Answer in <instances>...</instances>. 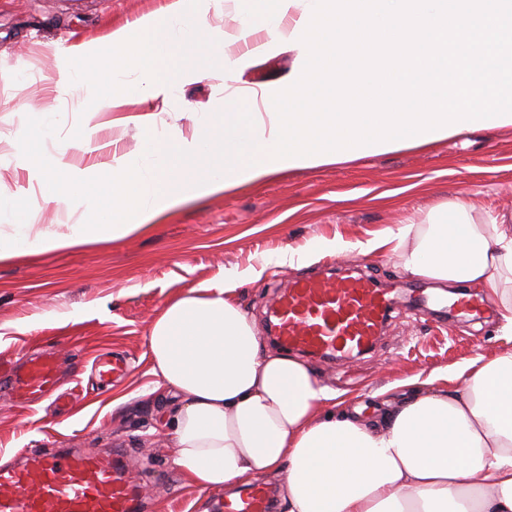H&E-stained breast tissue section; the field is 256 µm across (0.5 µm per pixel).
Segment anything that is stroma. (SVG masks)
Returning <instances> with one entry per match:
<instances>
[{
	"label": "stroma",
	"instance_id": "1",
	"mask_svg": "<svg viewBox=\"0 0 512 512\" xmlns=\"http://www.w3.org/2000/svg\"><path fill=\"white\" fill-rule=\"evenodd\" d=\"M170 0H0V135L17 138L31 112H55L62 131L82 127L89 147L70 163L86 170L124 155L137 161L146 140L172 131L191 135L201 113L224 100L218 48L198 49L204 69L161 101L128 97L109 106L106 81L71 96L61 91L67 57L104 42L113 30H135L146 15H163ZM300 54L287 47L252 61L239 86H260L287 76ZM152 114L150 125L137 122ZM34 175L20 156L0 149V188L24 198ZM468 200L482 212H512V126L476 130L409 149L363 156L317 168L288 170L255 186L206 197L171 211L146 232L102 245L22 252L0 262V358L55 352L62 392L70 402L20 408L0 379V458L22 451L73 448L83 453L122 449L143 491L142 512H220L226 496L188 484L174 464L165 405L150 396L147 335L162 305L204 281L227 273L261 280L245 284L240 301L264 328L275 287L352 268L378 284L403 289L406 307L391 311L370 350L350 358H310L318 379L347 407L373 416L383 398H400L412 383L455 376L477 356L512 350L496 303L468 294L469 314L449 316L431 297L430 282L409 278L385 253L350 251L306 265H276L283 249L304 251L318 239L367 242L389 227L419 221L433 207ZM83 318L72 319L74 310ZM125 355L129 369L100 382L95 362Z\"/></svg>",
	"mask_w": 512,
	"mask_h": 512
}]
</instances>
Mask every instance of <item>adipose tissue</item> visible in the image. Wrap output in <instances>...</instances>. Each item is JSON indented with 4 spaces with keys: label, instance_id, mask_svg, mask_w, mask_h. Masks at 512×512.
Returning <instances> with one entry per match:
<instances>
[{
    "label": "adipose tissue",
    "instance_id": "adipose-tissue-1",
    "mask_svg": "<svg viewBox=\"0 0 512 512\" xmlns=\"http://www.w3.org/2000/svg\"><path fill=\"white\" fill-rule=\"evenodd\" d=\"M313 2L242 0L231 35L200 24L198 0H171L165 17L139 21V37L118 29L71 55L65 89H88L107 72L111 99L169 97L199 71L195 43L265 49L260 30L290 36ZM130 71L137 83L123 81ZM359 249L388 251L411 277L488 290L512 330L511 213L477 217L468 201H450ZM242 284L233 275L201 283L149 327L152 391L170 397L185 481L232 491L281 473V512H512V351L468 360L462 388L418 391L375 424L338 410L335 390L303 360L265 346L238 300Z\"/></svg>",
    "mask_w": 512,
    "mask_h": 512
}]
</instances>
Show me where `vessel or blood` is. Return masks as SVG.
I'll list each match as a JSON object with an SVG mask.
<instances>
[{
  "instance_id": "b4317fda",
  "label": "vessel or blood",
  "mask_w": 512,
  "mask_h": 512,
  "mask_svg": "<svg viewBox=\"0 0 512 512\" xmlns=\"http://www.w3.org/2000/svg\"><path fill=\"white\" fill-rule=\"evenodd\" d=\"M391 298L368 278L312 277L295 283L279 298L272 317L277 338L290 349L343 357L369 348L386 320ZM13 399L27 405L56 390L60 363L43 355L16 364L0 360ZM139 485L116 451L98 455L62 450L34 453L0 466V512H140ZM260 485L224 502V512H269Z\"/></svg>"
}]
</instances>
